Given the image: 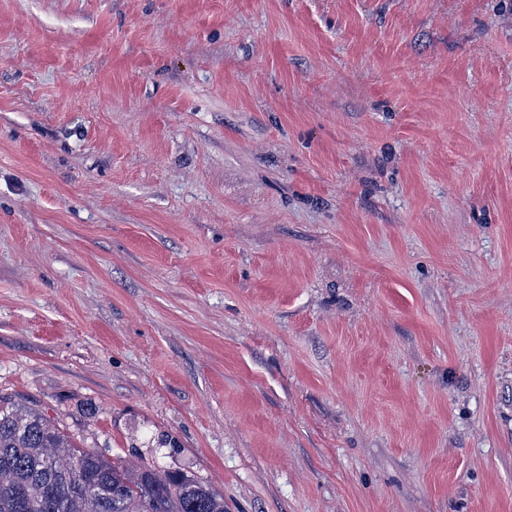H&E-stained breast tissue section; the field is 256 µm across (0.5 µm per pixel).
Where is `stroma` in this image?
<instances>
[{
    "label": "stroma",
    "instance_id": "1",
    "mask_svg": "<svg viewBox=\"0 0 512 512\" xmlns=\"http://www.w3.org/2000/svg\"><path fill=\"white\" fill-rule=\"evenodd\" d=\"M0 394L224 512H512V0H0Z\"/></svg>",
    "mask_w": 512,
    "mask_h": 512
}]
</instances>
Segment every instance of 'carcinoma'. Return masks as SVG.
Listing matches in <instances>:
<instances>
[{
  "instance_id": "cac0c4a2",
  "label": "carcinoma",
  "mask_w": 512,
  "mask_h": 512,
  "mask_svg": "<svg viewBox=\"0 0 512 512\" xmlns=\"http://www.w3.org/2000/svg\"><path fill=\"white\" fill-rule=\"evenodd\" d=\"M0 512H224V495L80 448L39 409L0 396Z\"/></svg>"
}]
</instances>
